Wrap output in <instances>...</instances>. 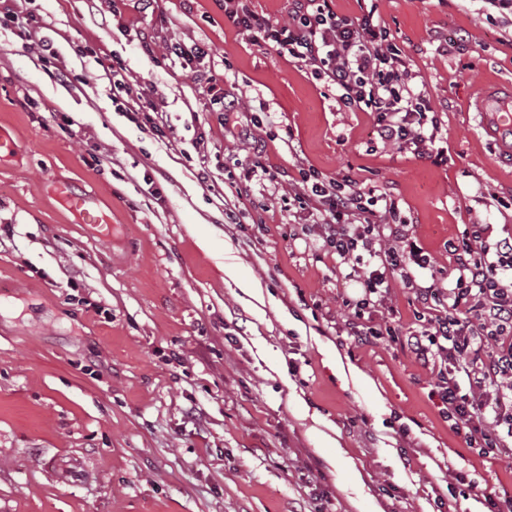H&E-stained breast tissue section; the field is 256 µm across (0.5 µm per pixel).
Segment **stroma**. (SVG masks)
<instances>
[{"label": "stroma", "mask_w": 512, "mask_h": 512, "mask_svg": "<svg viewBox=\"0 0 512 512\" xmlns=\"http://www.w3.org/2000/svg\"><path fill=\"white\" fill-rule=\"evenodd\" d=\"M373 2L437 111L443 164L374 143L370 113L247 41L220 0H14L68 81L0 30V512H487L512 496V459L467 447L430 369L386 337L352 344L349 283L311 217L282 209L312 168L398 202L434 270L464 225L512 238V164L470 110L512 81V12ZM172 40L207 48L195 70L223 75L236 113L171 63ZM113 65L155 86L177 141L116 110ZM257 139L279 196L243 179ZM416 309L397 279L371 319L405 336ZM67 197L71 208L80 215L83 223L97 224L99 227L107 226L105 232L110 233L112 231L110 225L102 224L104 217L89 204L86 197L77 194H68Z\"/></svg>", "instance_id": "1"}]
</instances>
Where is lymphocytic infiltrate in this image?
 <instances>
[{
    "label": "lymphocytic infiltrate",
    "instance_id": "obj_1",
    "mask_svg": "<svg viewBox=\"0 0 512 512\" xmlns=\"http://www.w3.org/2000/svg\"><path fill=\"white\" fill-rule=\"evenodd\" d=\"M288 13V24L276 26L253 10L250 0H224L225 17L252 44L325 80L336 89L339 105L373 113L379 142L437 165L444 162L447 149L436 143L437 113L374 10L350 19L336 13L332 0H289ZM2 26L36 47L42 64L57 59L53 41L40 37L36 18L18 14L5 0H0ZM107 77L114 93L126 95L130 121H145L164 137L173 136L154 101V87L132 89L113 69ZM296 186L295 201L314 211L321 226L323 249L359 285L348 336L360 343L381 336V329L365 323L364 313L382 305L393 279H400L413 290L426 322L401 338V346L435 374L438 395L449 418L464 428L469 447L506 452L512 440V240L493 246L488 225H466L448 245L447 279L433 275L421 281L415 272L429 269L430 258L396 202H380L374 190L353 180L320 182L305 168ZM380 203L389 223L374 220ZM364 260L369 269L363 273Z\"/></svg>",
    "mask_w": 512,
    "mask_h": 512
}]
</instances>
